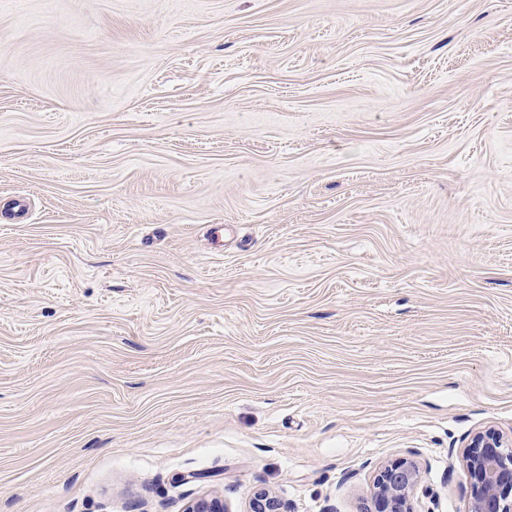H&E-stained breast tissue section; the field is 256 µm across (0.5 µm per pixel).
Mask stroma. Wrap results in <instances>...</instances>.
I'll use <instances>...</instances> for the list:
<instances>
[{"mask_svg":"<svg viewBox=\"0 0 512 512\" xmlns=\"http://www.w3.org/2000/svg\"><path fill=\"white\" fill-rule=\"evenodd\" d=\"M487 427L512 0H0V512H467ZM422 481L418 462L401 457L381 465L370 489V503L362 512H414L412 499Z\"/></svg>","mask_w":512,"mask_h":512,"instance_id":"35a3bbf8","label":"stroma"}]
</instances>
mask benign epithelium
<instances>
[{
  "label": "benign epithelium",
  "instance_id": "7a95c632",
  "mask_svg": "<svg viewBox=\"0 0 512 512\" xmlns=\"http://www.w3.org/2000/svg\"><path fill=\"white\" fill-rule=\"evenodd\" d=\"M463 470L471 489L468 512H512V441L488 427L474 433L463 451ZM422 481L418 462L401 457L381 465L363 512H414L412 499ZM187 512H229L223 499L203 496ZM250 512H284L269 490L257 492Z\"/></svg>",
  "mask_w": 512,
  "mask_h": 512
}]
</instances>
